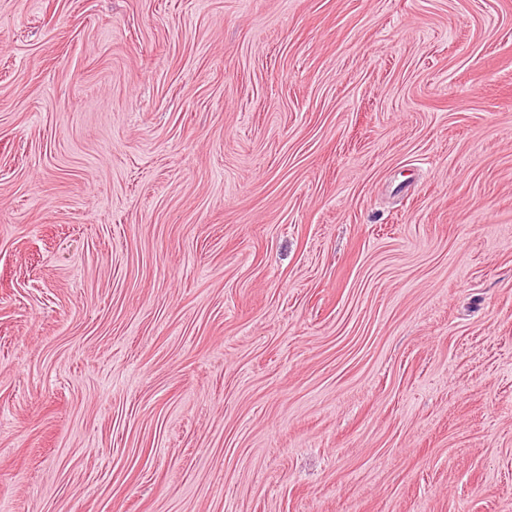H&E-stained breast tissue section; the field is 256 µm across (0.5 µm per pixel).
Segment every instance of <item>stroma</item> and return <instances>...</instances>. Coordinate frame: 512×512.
<instances>
[{
  "instance_id": "1",
  "label": "stroma",
  "mask_w": 512,
  "mask_h": 512,
  "mask_svg": "<svg viewBox=\"0 0 512 512\" xmlns=\"http://www.w3.org/2000/svg\"><path fill=\"white\" fill-rule=\"evenodd\" d=\"M0 512H512V0H0Z\"/></svg>"
}]
</instances>
